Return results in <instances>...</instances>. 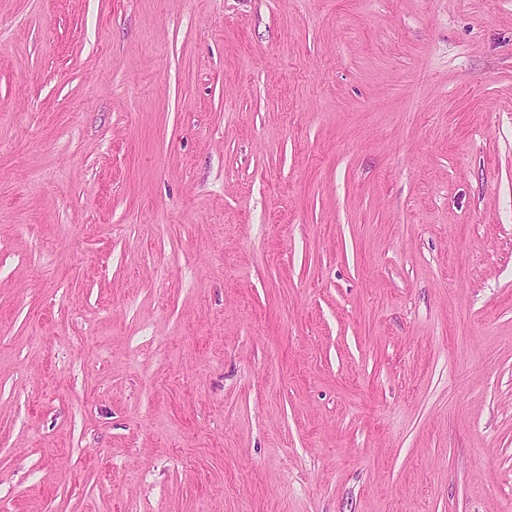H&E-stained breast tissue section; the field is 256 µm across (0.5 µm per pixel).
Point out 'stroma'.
<instances>
[{"mask_svg":"<svg viewBox=\"0 0 512 512\" xmlns=\"http://www.w3.org/2000/svg\"><path fill=\"white\" fill-rule=\"evenodd\" d=\"M0 512H512V0H0Z\"/></svg>","mask_w":512,"mask_h":512,"instance_id":"obj_1","label":"stroma"}]
</instances>
